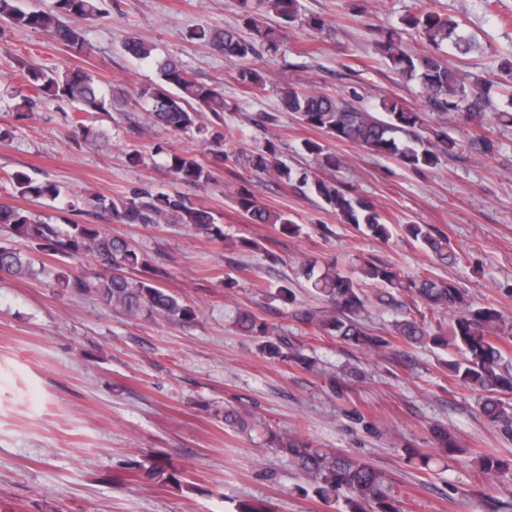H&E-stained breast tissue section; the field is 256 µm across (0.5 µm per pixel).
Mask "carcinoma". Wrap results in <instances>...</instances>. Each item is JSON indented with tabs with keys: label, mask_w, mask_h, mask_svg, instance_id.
<instances>
[{
	"label": "carcinoma",
	"mask_w": 512,
	"mask_h": 512,
	"mask_svg": "<svg viewBox=\"0 0 512 512\" xmlns=\"http://www.w3.org/2000/svg\"><path fill=\"white\" fill-rule=\"evenodd\" d=\"M18 2L0 0L1 24L39 30L77 54L84 52L88 43L85 30L70 25V19H93L101 14V0H54L46 9L37 5L23 9ZM242 5L243 27H199L189 30L187 38L203 42L225 59L240 63L254 55L259 45L269 52L278 51L279 32L259 23L249 0H242ZM257 5L275 13L284 25L301 20L314 33L328 29L326 19L319 16L302 19L297 0H257ZM400 24V30L390 31L375 42V51L398 76L417 84L424 108L446 116L450 123L468 127L483 129L491 122L512 124V112L506 110L487 116V80L479 77L465 80L442 50L450 46L466 56L477 49L475 40L464 33L462 21L424 6L402 16ZM409 31L423 36L427 49H409L401 37V33ZM124 50L136 59L153 62L157 68L159 82L132 91L133 95L147 100L154 124L174 132L200 133L201 113L210 112L222 119L227 109L222 93L196 80L179 60L156 57L154 48L135 36L125 40ZM18 67L28 90L21 95V107L30 112L35 100L46 96L68 101L77 106L71 117L70 137L99 148L108 144V132L86 124L84 114L112 111V102L121 100L126 92L105 94L82 69H45L27 60L18 61ZM235 78L251 88H265V78L251 67H237ZM279 96L282 108L297 115L305 126L368 152L392 155L410 169L433 168L441 157L454 155L460 147L458 140L443 129L426 131L422 112L406 109L392 99L380 102L382 114L378 115L337 95L306 90L288 82L280 87ZM301 150L311 158L316 170L334 169L342 164L340 156L315 140H303ZM277 154V144L270 139L245 154L237 149L217 151L214 159L219 164L229 160L240 164L258 179L277 176L298 182L336 211L344 223L362 224L373 238L382 242L390 240L393 224L370 201L312 172H292ZM165 165L186 185H203L212 179V170L191 152L172 153ZM12 180L22 196L53 200L61 196L55 182L35 180L23 171L13 173ZM85 204L108 212L115 224H139L145 228L183 224L198 235L215 240L224 238L223 228L215 223L213 213L184 195L144 190L132 198L91 196ZM237 204L251 224H270L288 237L302 232L301 225L287 214L260 204L245 188L238 191ZM0 224L46 256L93 257L94 268L65 280L66 287L77 295L93 296L113 311L133 317L191 322L198 316L195 307L143 274L147 265L144 254L123 236L105 233L96 224H50L27 211L3 204H0ZM405 230L435 262L447 266L458 263L459 255L442 231L429 224H408ZM37 274L30 258L13 247L0 245L1 276L30 278ZM358 274L355 278L334 264L318 271L316 264L304 263L302 275L330 312L302 307L293 310L294 318L320 336H336L353 347L376 354L389 348L391 342L373 334L360 320L367 303L361 283L377 286L373 301L383 306L401 307L408 297L433 311L452 314L446 326L441 323L432 326L424 319L419 321L405 315L395 322V335L413 346L454 348L459 358L446 363L451 375L480 394L481 413L491 424L512 432V368L503 363L500 341L506 321L496 304H476L456 284L433 276L417 275L403 280L384 262L366 261L358 268ZM236 324L244 335L259 340L260 349L268 359L292 362L310 372L316 371L315 361L278 326L245 310L239 312ZM431 437L435 451L448 455L457 452L447 429L434 427ZM275 440V451L313 487L322 501L330 504L342 498L346 512H400L387 492L388 479L379 469L342 452L315 448L296 436L277 435ZM506 468L507 464L493 453L480 456V469L486 475ZM136 469L143 477L158 482L176 485L181 482L182 470L173 466L153 462L147 467L140 463Z\"/></svg>",
	"instance_id": "carcinoma-1"
}]
</instances>
